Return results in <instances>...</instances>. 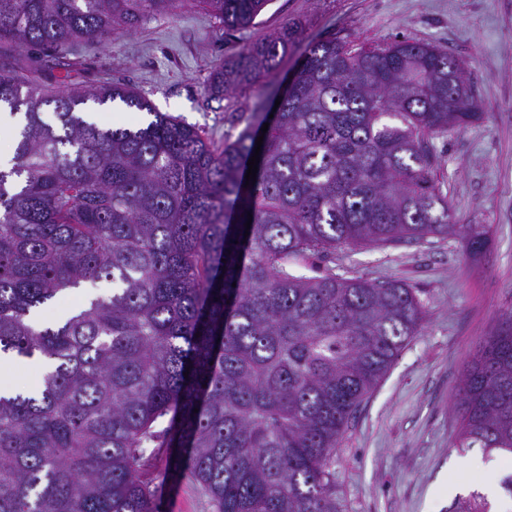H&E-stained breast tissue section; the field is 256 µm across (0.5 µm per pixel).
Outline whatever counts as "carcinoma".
I'll use <instances>...</instances> for the list:
<instances>
[{"mask_svg": "<svg viewBox=\"0 0 512 512\" xmlns=\"http://www.w3.org/2000/svg\"><path fill=\"white\" fill-rule=\"evenodd\" d=\"M183 2L0 0V106L24 120L0 169V355L46 365L32 395L0 391V512H156L144 473L163 448L162 480L193 482L209 512H338L342 434L426 311L401 281L304 277L296 261L430 237L487 248L433 178V140L480 116L439 45L319 39L275 113L255 107L222 148L124 84L51 93L17 78L22 48L46 51L63 82L74 42ZM194 2L238 31L271 0ZM297 34L288 22L245 45L209 95L275 74ZM89 100L153 120L101 128L77 112ZM87 288L62 321L37 322ZM505 321L462 376L463 451L512 454V310Z\"/></svg>", "mask_w": 512, "mask_h": 512, "instance_id": "carcinoma-1", "label": "carcinoma"}]
</instances>
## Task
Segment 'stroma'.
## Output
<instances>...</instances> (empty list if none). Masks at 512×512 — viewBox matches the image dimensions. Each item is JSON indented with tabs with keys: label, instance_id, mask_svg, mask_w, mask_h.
Instances as JSON below:
<instances>
[{
	"label": "stroma",
	"instance_id": "35a3bbf8",
	"mask_svg": "<svg viewBox=\"0 0 512 512\" xmlns=\"http://www.w3.org/2000/svg\"><path fill=\"white\" fill-rule=\"evenodd\" d=\"M290 21L301 28L277 75L242 94L211 98L210 72L224 58ZM354 45L399 37L446 47L475 84L482 119L434 142L435 177L455 221L488 232L489 248L465 256L457 238L384 247L339 248L296 265L316 277L397 279L416 288L426 310L415 336L350 419L336 450L340 512H469L481 503L472 486L512 472V456L455 448L462 374L485 336L512 308V0H271L252 28L227 31L187 0L174 14L132 31L82 40L67 86L124 83L159 111L199 127L223 145L229 113L251 112L300 61L307 45L329 35ZM104 128L148 122L121 102L81 107ZM159 512H207L194 485L163 483Z\"/></svg>",
	"mask_w": 512,
	"mask_h": 512
}]
</instances>
